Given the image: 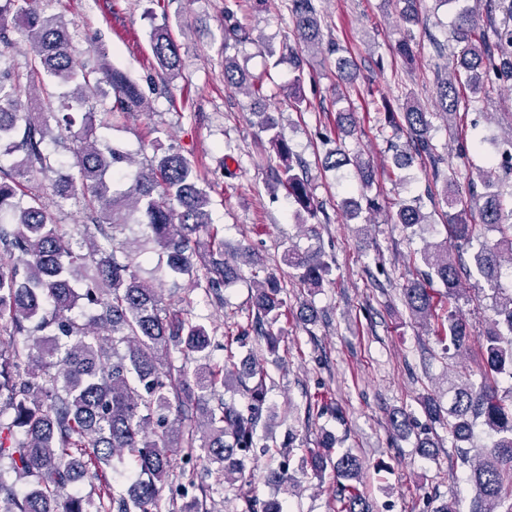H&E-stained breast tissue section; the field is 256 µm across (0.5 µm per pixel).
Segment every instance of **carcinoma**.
Wrapping results in <instances>:
<instances>
[{
  "label": "carcinoma",
  "instance_id": "1",
  "mask_svg": "<svg viewBox=\"0 0 512 512\" xmlns=\"http://www.w3.org/2000/svg\"><path fill=\"white\" fill-rule=\"evenodd\" d=\"M38 0H0V144L9 140L5 153L21 151L25 169L13 174L0 167V512H161L162 488L174 472V456L189 459L201 452L224 463L226 480L244 477L246 461L256 448L257 429L268 425L270 405L266 370L257 358L240 373L232 346L250 334L266 340L278 352V323L283 307L284 284L275 271L253 262L245 252L224 256V237L211 220L209 197L200 186L194 163L178 153L154 157L123 187L127 174L118 163L132 160L118 149H103L92 117L73 131L70 105L60 104V132L71 133L74 167L79 178L57 172L54 192L59 202L83 200L85 238L74 247L73 237L49 222L47 207L37 191L23 180L52 169L48 141H56L47 116L53 95L45 93L32 112L21 101V92L40 85L42 76L54 77L68 88V98L83 101L102 84L112 87V116L148 108L139 86L118 69L106 64L79 68L73 57L72 37L61 17L36 7ZM318 0H286L299 50L291 52L297 75L289 93L300 89L303 54L324 50ZM455 12L452 35L460 47L454 71L437 86L442 113L459 109L458 86L488 91L494 79L512 78V3L505 7L503 28L489 37L481 31L484 17L477 3ZM245 0H224V49L249 39L239 23ZM21 21L32 59L28 69L15 73L6 65L12 44L9 20ZM151 48L160 79H172L181 64L180 47L168 27L153 30ZM224 82L264 96L263 77L248 75L230 58H224ZM261 131L270 134L281 175L268 190L283 187L297 205L296 223L317 217L315 202L304 169H296L293 151L280 130L279 117L260 112ZM434 112L413 104L403 112V123L392 126L405 142L396 150L394 166L403 169L419 158L429 163L433 181L442 176V156L429 135ZM324 165L340 170L351 166L366 206L344 201L347 217L361 210L382 209L378 197L369 196L375 174L360 154L336 148L325 154ZM495 171L475 169L470 187L487 192L480 211L481 223L467 221L463 200L448 196V236L419 254L416 279L402 288V301L411 319L436 325L445 349L462 353L469 348L470 326L455 313H436L434 283L445 298H459L462 274L474 272L484 280L494 319L481 334L484 367L480 382L454 367L446 379L448 403L426 397L421 409L428 421L448 427L454 468L472 486L469 512H512V389L500 392L499 377L512 378V194L493 191ZM393 223L412 229L427 223L419 200L401 205ZM144 241L131 249L117 233L132 225ZM497 232L493 240L483 230ZM160 249L167 273L205 282L220 294L222 288L247 278L254 288L255 322L224 336L227 356L222 365L208 363L212 336L206 325L190 320L177 309L162 306L157 290L138 274L145 245ZM284 265L296 271L307 288H320L331 271L325 253L286 249ZM86 288L78 291V284ZM102 308L100 335L96 321L71 315L79 301ZM126 345L119 351V345ZM191 355L197 365L190 374L171 368L170 349ZM237 392L243 402L226 401L221 391ZM217 405L198 413L199 394ZM485 436L474 443L475 431ZM333 439L325 437L321 449L308 450L306 463L316 473L332 468L338 485V512H371L359 486L364 463L350 451L332 452ZM116 455L127 457L136 473L126 492L115 491L104 468ZM100 483L97 497L82 495L76 485L84 480ZM241 512H282L271 499L257 510L256 501L242 497Z\"/></svg>",
  "mask_w": 512,
  "mask_h": 512
}]
</instances>
